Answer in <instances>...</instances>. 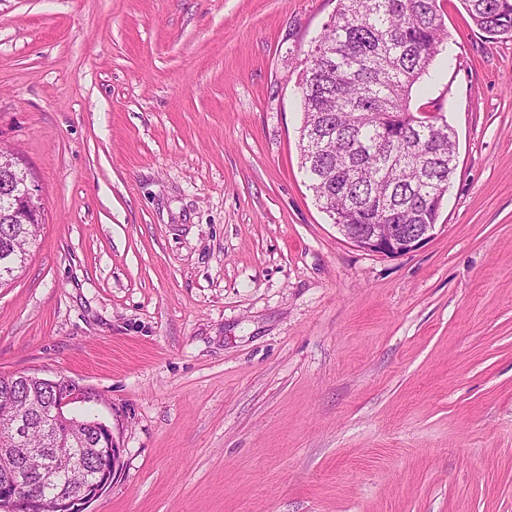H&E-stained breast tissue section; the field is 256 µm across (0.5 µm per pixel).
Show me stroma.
Listing matches in <instances>:
<instances>
[{
	"label": "stroma",
	"instance_id": "35a3bbf8",
	"mask_svg": "<svg viewBox=\"0 0 512 512\" xmlns=\"http://www.w3.org/2000/svg\"><path fill=\"white\" fill-rule=\"evenodd\" d=\"M338 0H0V146L41 191L0 374L65 378L121 465L91 512H512V40L441 0L413 95L432 236L347 240L300 163Z\"/></svg>",
	"mask_w": 512,
	"mask_h": 512
}]
</instances>
